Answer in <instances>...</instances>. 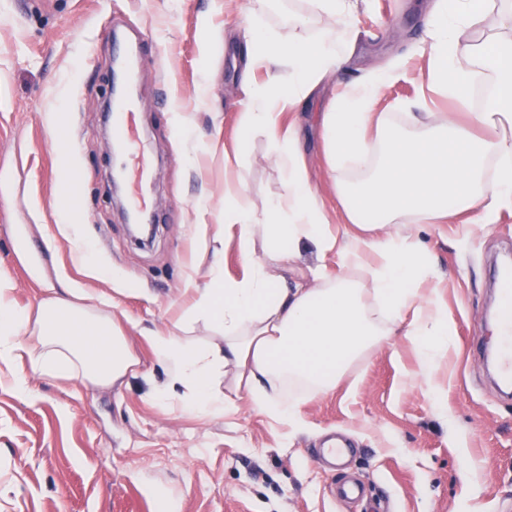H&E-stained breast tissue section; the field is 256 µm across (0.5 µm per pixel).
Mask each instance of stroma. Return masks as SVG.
Instances as JSON below:
<instances>
[{
  "label": "stroma",
  "instance_id": "35a3bbf8",
  "mask_svg": "<svg viewBox=\"0 0 512 512\" xmlns=\"http://www.w3.org/2000/svg\"><path fill=\"white\" fill-rule=\"evenodd\" d=\"M427 0H363L353 17L350 80L412 56L384 87L377 109L398 115L419 93L426 58L413 57ZM317 36L327 20L308 0H0V272L13 302L35 309L42 285L60 295H105L139 360L109 389L52 380L30 363L0 372V512H157L162 494L179 512H512V399L490 380L472 346L489 326L498 264L512 256V212L497 223L391 225L410 232L441 274L436 296L454 342L433 373L395 333L349 369L335 390L302 402L294 430L246 394L221 414L151 395L166 385L146 335L173 328L213 262L241 278L236 227L224 222V175L240 176L256 216L283 191L263 132L238 139V114L265 70L243 76V41L262 24L283 41L293 16ZM141 64L136 125L152 145L137 164L112 153L106 118L112 32ZM215 38L204 43V31ZM323 81L298 121L311 179L340 236L356 233L325 175L322 112L336 95ZM81 176L77 216L106 275L78 264L56 222L67 169ZM223 248H215V234ZM31 393L22 395L16 379ZM347 438V470L370 502L348 506L340 475L316 450Z\"/></svg>",
  "mask_w": 512,
  "mask_h": 512
}]
</instances>
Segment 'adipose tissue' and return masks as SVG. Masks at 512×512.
I'll list each match as a JSON object with an SVG mask.
<instances>
[{"instance_id": "ef3b65f1", "label": "adipose tissue", "mask_w": 512, "mask_h": 512, "mask_svg": "<svg viewBox=\"0 0 512 512\" xmlns=\"http://www.w3.org/2000/svg\"><path fill=\"white\" fill-rule=\"evenodd\" d=\"M313 6L334 21L317 38L298 34L283 43L258 30L246 40L249 67L266 69L271 82L256 91L239 125L267 135L284 182L261 220L246 203L242 181L224 184V221L238 228L247 271L228 281L212 268L209 283L194 288L179 329L149 338L169 371L164 394L220 413L230 404L229 391L242 389L269 417L295 427L304 419L299 404L284 397V382H302L313 396L332 391L355 361L399 329L427 364L452 344L447 313L421 290L435 276L426 252L410 236L387 232V225L401 218L444 224L471 210L479 223L493 224L501 211L512 210V0L428 4L420 52L428 58L422 78L429 88L462 107L477 74L497 75L469 124L427 111L422 101L401 123L377 111L382 86L397 76L393 70L343 85L323 113L326 173L349 222L362 230L344 241L330 230L298 126L280 121L346 62L355 0H313ZM283 66L289 72L284 85L278 81ZM307 244L321 258L336 253L344 266L362 271V280L332 278L320 264L311 272L313 286L283 285L278 269ZM11 292L10 278L0 273L1 366L26 360L43 377L103 388L135 374L137 358L99 305L47 288L31 313L12 304ZM198 322L215 331L216 341L191 336Z\"/></svg>"}]
</instances>
